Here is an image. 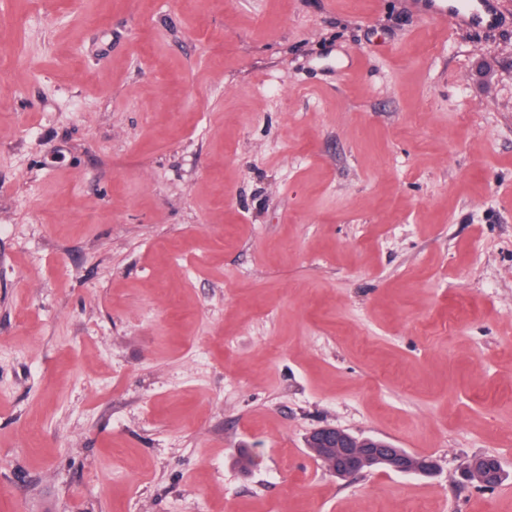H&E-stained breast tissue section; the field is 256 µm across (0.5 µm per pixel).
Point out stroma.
<instances>
[{"label":"stroma","mask_w":512,"mask_h":512,"mask_svg":"<svg viewBox=\"0 0 512 512\" xmlns=\"http://www.w3.org/2000/svg\"><path fill=\"white\" fill-rule=\"evenodd\" d=\"M499 2L0 0V512H512ZM424 14L448 23L458 19L470 27L491 30L498 21L492 0H420ZM307 447L320 455L329 473L345 481L360 478L375 469L420 475L423 471L439 469L438 462L431 457L414 455L403 448H395L387 439L356 435L335 425L311 431ZM500 456L496 453H486L475 458L468 467L467 477L483 486L493 485L494 478L503 469Z\"/></svg>","instance_id":"obj_1"}]
</instances>
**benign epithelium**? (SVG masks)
Here are the masks:
<instances>
[{
	"label": "benign epithelium",
	"mask_w": 512,
	"mask_h": 512,
	"mask_svg": "<svg viewBox=\"0 0 512 512\" xmlns=\"http://www.w3.org/2000/svg\"><path fill=\"white\" fill-rule=\"evenodd\" d=\"M307 447L320 455L326 470L336 478L350 481L375 469L398 474H414L439 469L438 462L428 456L409 453L379 437L356 435L335 425L320 426L308 436ZM502 460L496 453L475 458L468 467L467 477L488 486L502 471Z\"/></svg>",
	"instance_id": "obj_1"
}]
</instances>
